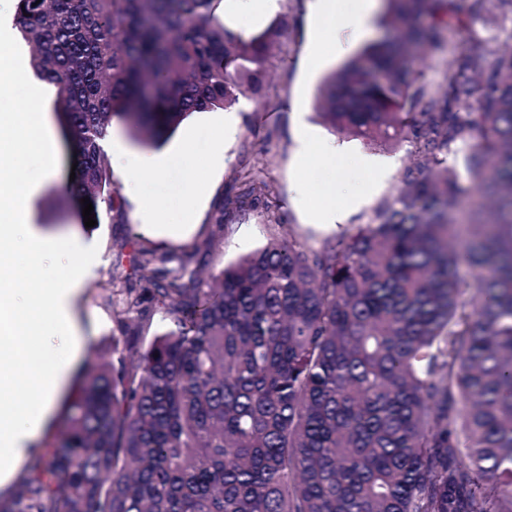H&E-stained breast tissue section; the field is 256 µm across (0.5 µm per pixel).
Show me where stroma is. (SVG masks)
Returning a JSON list of instances; mask_svg holds the SVG:
<instances>
[{
    "label": "stroma",
    "instance_id": "obj_1",
    "mask_svg": "<svg viewBox=\"0 0 512 512\" xmlns=\"http://www.w3.org/2000/svg\"><path fill=\"white\" fill-rule=\"evenodd\" d=\"M307 5L308 0H279L272 20L283 24L284 34L268 57L263 91L260 97L234 105L238 132L225 142L224 162L210 172L207 190L182 233L144 226L138 203L126 196L121 199L122 215L89 228L74 212L46 209L39 198L32 202L31 223L94 244L101 253V263L85 280L78 303L86 334L81 364L91 361L95 349L112 342L111 298H122L127 288H146L135 263L138 250L167 252L189 268L216 272L274 234H300L318 244L366 223L400 187L404 171L417 164L410 143L393 149L369 146L358 139L332 135L316 116L314 100L319 85L326 72L339 68L343 60L337 56L332 38H320ZM316 41L328 61L324 68L312 71L305 57ZM290 101L299 104V112L285 110ZM303 126L320 139L333 140L338 148L336 157L318 166H301L299 129ZM378 160L392 161L393 166L385 174L375 175L372 164ZM248 176L255 185L264 186L267 209L231 217L220 226L213 224L218 199L235 198ZM329 208L342 215V223L319 220V213Z\"/></svg>",
    "mask_w": 512,
    "mask_h": 512
}]
</instances>
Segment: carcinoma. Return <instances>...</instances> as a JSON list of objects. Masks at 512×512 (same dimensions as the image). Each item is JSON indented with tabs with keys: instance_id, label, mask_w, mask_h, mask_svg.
<instances>
[{
	"instance_id": "1",
	"label": "carcinoma",
	"mask_w": 512,
	"mask_h": 512,
	"mask_svg": "<svg viewBox=\"0 0 512 512\" xmlns=\"http://www.w3.org/2000/svg\"><path fill=\"white\" fill-rule=\"evenodd\" d=\"M222 2L15 0L78 157L49 207L121 210L101 147L114 119L156 147L260 95L283 27L233 35ZM383 2L382 35L315 107L335 134L410 140L423 164L319 247L274 237L208 278L141 252L150 288L113 309L119 363L89 366L62 443L0 512H512V49L487 61L488 0ZM422 48L448 50L434 89ZM464 200L492 220L459 223ZM266 207L250 186L211 223ZM158 304L173 327L142 347L129 328Z\"/></svg>"
}]
</instances>
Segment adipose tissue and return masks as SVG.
<instances>
[{"instance_id":"ef3b65f1","label":"adipose tissue","mask_w":512,"mask_h":512,"mask_svg":"<svg viewBox=\"0 0 512 512\" xmlns=\"http://www.w3.org/2000/svg\"><path fill=\"white\" fill-rule=\"evenodd\" d=\"M312 17L339 20L356 35L371 34L377 0H355L351 10L337 13L336 0H310ZM13 134L0 139V153L14 157L40 147L47 156L59 152L49 113L17 112ZM112 154L126 183L138 185L144 174L163 177L167 165L184 171L180 205L185 217L203 191L192 152H178L162 162L124 149L113 139ZM58 167L46 165L39 180L22 188L0 191V493L8 489L23 461L37 451L61 393L68 386L80 359L85 338L75 317V305L87 272L79 254L71 251L64 235L51 236L26 221V205L44 183L56 180ZM65 254L68 263L59 271L43 269L45 250Z\"/></svg>"}]
</instances>
